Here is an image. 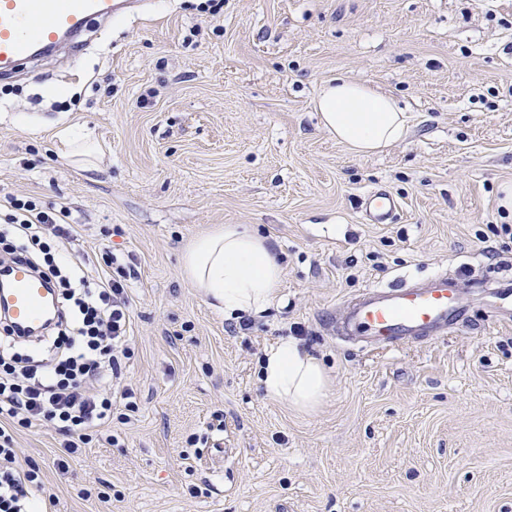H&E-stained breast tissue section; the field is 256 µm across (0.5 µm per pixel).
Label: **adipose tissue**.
Listing matches in <instances>:
<instances>
[{
    "label": "adipose tissue",
    "instance_id": "1",
    "mask_svg": "<svg viewBox=\"0 0 512 512\" xmlns=\"http://www.w3.org/2000/svg\"><path fill=\"white\" fill-rule=\"evenodd\" d=\"M324 129L358 155H370L404 139L406 115L395 100L371 86L336 77L317 100ZM183 274L225 319L256 317L279 298L283 269L266 237L239 224L196 237L183 252ZM260 383L272 400L301 413L317 409L330 383L321 364L299 340L282 337L260 364Z\"/></svg>",
    "mask_w": 512,
    "mask_h": 512
}]
</instances>
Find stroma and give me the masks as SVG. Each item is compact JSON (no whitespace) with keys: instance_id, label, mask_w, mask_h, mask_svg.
I'll return each mask as SVG.
<instances>
[{"instance_id":"obj_1","label":"stroma","mask_w":512,"mask_h":512,"mask_svg":"<svg viewBox=\"0 0 512 512\" xmlns=\"http://www.w3.org/2000/svg\"><path fill=\"white\" fill-rule=\"evenodd\" d=\"M146 0L0 80V199L70 213L76 261L130 263L132 330L101 436L61 472L50 426L19 429L38 512H512V0ZM393 96L407 136L357 155L320 126L336 75ZM70 87L69 98L46 88ZM93 130L91 170L59 156ZM401 204L369 224L359 198ZM220 224L266 235L281 299L248 327L181 273ZM445 272L467 321L369 351L336 336L364 289ZM302 328L331 393L312 414L265 397L267 348Z\"/></svg>"}]
</instances>
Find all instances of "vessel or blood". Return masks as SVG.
Listing matches in <instances>:
<instances>
[{
    "instance_id": "obj_1",
    "label": "vessel or blood",
    "mask_w": 512,
    "mask_h": 512,
    "mask_svg": "<svg viewBox=\"0 0 512 512\" xmlns=\"http://www.w3.org/2000/svg\"><path fill=\"white\" fill-rule=\"evenodd\" d=\"M126 5L127 0H0V77L12 74L22 60L39 59L73 41L88 17H112ZM359 206L367 223L388 224L400 203L375 189L361 197ZM0 277L9 282L0 291V321L28 336L44 320L50 285L22 262L1 269ZM464 315L455 280L438 274L398 287H369L348 301L336 331L365 347L394 349L413 338L447 335Z\"/></svg>"
}]
</instances>
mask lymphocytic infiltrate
<instances>
[{"mask_svg": "<svg viewBox=\"0 0 512 512\" xmlns=\"http://www.w3.org/2000/svg\"><path fill=\"white\" fill-rule=\"evenodd\" d=\"M1 204L9 216L0 225V250L26 259L53 280L64 306L46 354L19 353L13 330L0 334V512H30L42 486L37 468L20 462L12 430L52 425L63 437L61 454L72 458L91 442L94 428L111 417L116 395L111 380L118 375L120 356L128 352L127 288L136 272L117 266L109 252L102 260L116 266L112 278L56 260L55 251L66 250L74 239L62 214L17 197Z\"/></svg>", "mask_w": 512, "mask_h": 512, "instance_id": "obj_1", "label": "lymphocytic infiltrate"}]
</instances>
